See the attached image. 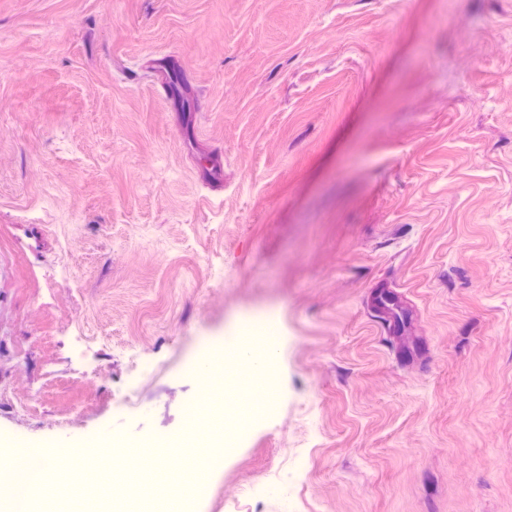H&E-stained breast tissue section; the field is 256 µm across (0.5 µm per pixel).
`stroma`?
I'll list each match as a JSON object with an SVG mask.
<instances>
[{
    "label": "stroma",
    "instance_id": "1",
    "mask_svg": "<svg viewBox=\"0 0 512 512\" xmlns=\"http://www.w3.org/2000/svg\"><path fill=\"white\" fill-rule=\"evenodd\" d=\"M262 318L198 512H512V0H0V449Z\"/></svg>",
    "mask_w": 512,
    "mask_h": 512
}]
</instances>
